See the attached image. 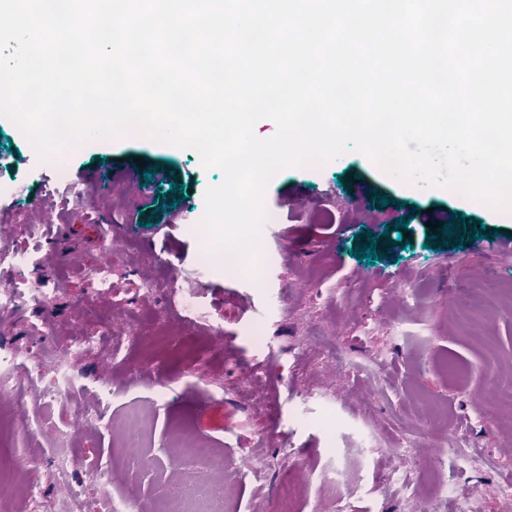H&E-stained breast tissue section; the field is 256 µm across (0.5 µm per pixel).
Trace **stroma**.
Segmentation results:
<instances>
[{"mask_svg": "<svg viewBox=\"0 0 512 512\" xmlns=\"http://www.w3.org/2000/svg\"><path fill=\"white\" fill-rule=\"evenodd\" d=\"M166 182L128 178L135 158ZM69 177L39 162L20 130L0 117V281L40 289L38 302L0 306V361L27 387L28 427L0 403V473L39 488L42 512L67 489L52 478L51 448L67 440L76 464L101 462L117 482L90 487L92 512L121 502L125 512H155L171 479L178 437L196 446L177 467L212 477V449L224 451V512H274L286 480L304 493L295 512H412L394 478L399 445L409 444L419 475L417 500L472 498L479 512H500L512 487V430L496 427L486 398L512 381V255L465 242L427 247L429 215L447 211L512 235V213L498 212L442 187L405 185L350 150L318 168L277 172L264 194L280 213L263 230L260 280L199 259L194 223L204 193L219 184L189 148L119 136L68 155ZM187 196L177 208L171 184ZM391 197L380 208L371 192ZM334 211L335 222L319 213ZM405 219L408 244L393 225ZM373 234L386 255L375 264L349 254L356 235ZM112 268L110 288L94 270ZM177 287H166L168 278ZM472 301V332L454 305ZM129 324L131 350L109 359V330ZM95 327L100 345L49 354ZM262 332L265 341L251 338ZM55 371L82 373V402L99 401L98 379L116 382L105 417L63 425L69 405H42V382L28 380L33 357ZM375 371H366L369 359ZM141 406L147 433L131 446L120 419ZM467 453L452 455L457 441ZM347 473L341 486L319 479L335 451Z\"/></svg>", "mask_w": 512, "mask_h": 512, "instance_id": "obj_1", "label": "stroma"}]
</instances>
